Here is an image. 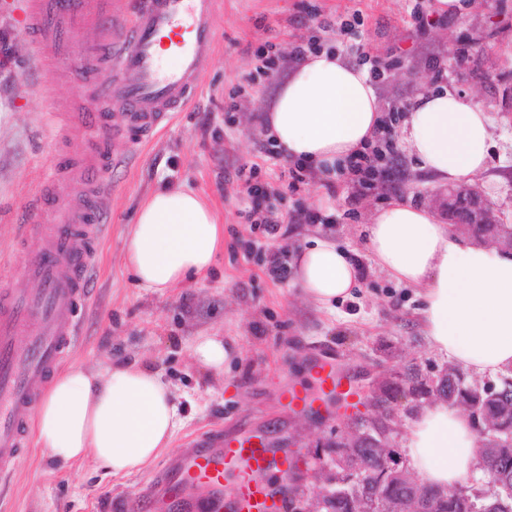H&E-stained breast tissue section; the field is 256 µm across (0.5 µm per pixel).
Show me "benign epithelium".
<instances>
[{"instance_id":"obj_1","label":"benign epithelium","mask_w":512,"mask_h":512,"mask_svg":"<svg viewBox=\"0 0 512 512\" xmlns=\"http://www.w3.org/2000/svg\"><path fill=\"white\" fill-rule=\"evenodd\" d=\"M435 205L444 212L450 226L497 224L499 218L491 201L477 188L462 184L448 189L434 199ZM332 464L336 466L333 484L341 486L360 479L370 483L375 491L372 495L352 498L348 512H411V505L419 512H440L444 493L427 488L415 489L406 476V468L398 467L393 456L377 443L369 449L367 460L361 461L357 439H347L342 447L334 449ZM414 489L409 497L392 492L396 484ZM483 496L477 486H462L455 493L461 512H469L472 497Z\"/></svg>"}]
</instances>
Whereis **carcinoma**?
Returning <instances> with one entry per match:
<instances>
[{"instance_id":"obj_1","label":"carcinoma","mask_w":512,"mask_h":512,"mask_svg":"<svg viewBox=\"0 0 512 512\" xmlns=\"http://www.w3.org/2000/svg\"><path fill=\"white\" fill-rule=\"evenodd\" d=\"M453 232L468 236L480 243L498 245V249L508 251L511 247L502 240L512 237L511 224L469 225L455 227ZM407 393L422 395L430 392L427 384L421 380L419 373L411 371L406 375ZM439 397L448 407L464 413L473 423L477 432V447L484 456H490L501 448H509L507 457H497V467L503 469L501 485L494 487L496 494L503 503L502 512H512V411L503 414L504 405L512 403V377L505 376L495 384L491 393L485 386L468 380L467 376L454 371V378L448 380V386L442 389ZM318 502L326 505L325 512H347L348 496L344 493L336 497L322 495Z\"/></svg>"}]
</instances>
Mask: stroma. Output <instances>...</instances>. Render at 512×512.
I'll use <instances>...</instances> for the list:
<instances>
[{
  "instance_id": "stroma-1",
  "label": "stroma",
  "mask_w": 512,
  "mask_h": 512,
  "mask_svg": "<svg viewBox=\"0 0 512 512\" xmlns=\"http://www.w3.org/2000/svg\"><path fill=\"white\" fill-rule=\"evenodd\" d=\"M361 19L351 22L353 12ZM302 39L342 52L353 63L379 58L389 69L374 80L384 114L392 122L393 152L379 165L375 189L361 199L344 171L319 173L315 183L290 186L283 156H267V137L246 113L266 109L281 71L262 73L253 48ZM38 66L25 33L0 16V287L34 290L21 273L25 253L37 242L35 228L21 229L22 213L47 185L66 204L71 185L55 183L54 154L63 118L53 99L89 100L78 83L39 88ZM444 87L478 95L492 119L493 148L486 175L474 181L503 223L512 224V0H473L459 17L442 16L435 0H223L216 47L196 98L176 113L143 148L130 170L105 196L110 232L99 246L96 291L79 311V344L71 362L91 368L125 360L152 365L171 385L182 422L169 451L147 469L115 478L92 461L60 470L44 448L30 442L0 477V512H134L142 492L163 470L176 466L184 443L212 430L252 428L297 449L291 476L296 512H315L328 484L324 470L344 426H382L374 408L338 410L317 418L281 407L285 384L312 387L309 363L318 347L333 348L356 388L369 398L394 393L407 367L438 378L448 358L433 353L421 333L413 292L376 267L364 238L377 208L394 197L431 207L439 186L422 171L401 141L402 120L415 96ZM260 164L261 181L276 192L251 197L225 175ZM202 195L224 224V247L207 275L155 293L139 287L123 263V245L144 199L165 185ZM274 208L284 214L318 212L317 224L281 225L274 247L289 256L313 239L334 240L354 251L360 288L335 312L317 310L294 277H269L259 258H246L261 237L248 213ZM220 336L237 353L222 373L201 368L190 356L196 337ZM436 393L399 398V424L390 436L393 457L406 465L412 416Z\"/></svg>"
}]
</instances>
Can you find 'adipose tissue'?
<instances>
[{
  "label": "adipose tissue",
  "instance_id": "ef3b65f1",
  "mask_svg": "<svg viewBox=\"0 0 512 512\" xmlns=\"http://www.w3.org/2000/svg\"><path fill=\"white\" fill-rule=\"evenodd\" d=\"M381 118L366 70L324 49L307 54L279 81L264 126L286 159L325 169L363 151ZM490 125L475 97L427 91L407 109L403 139L422 170L453 184L486 170ZM223 245L224 227L201 195L163 188L141 204L124 264L140 287L162 292L205 273ZM367 248L377 267L419 298L432 351L475 374L512 368V254L453 233L436 211L399 197L374 213ZM296 265L299 288L318 309L334 310L359 287L357 260L332 241L313 240L299 250ZM178 422L174 394L152 367L75 365L55 379L37 411L35 433L60 465L89 460L125 477L168 449ZM407 448L423 485L452 489L473 474L477 436L464 414L435 401L411 421Z\"/></svg>",
  "mask_w": 512,
  "mask_h": 512
}]
</instances>
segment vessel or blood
Here are the masks:
<instances>
[{
    "instance_id": "vessel-or-blood-1",
    "label": "vessel or blood",
    "mask_w": 512,
    "mask_h": 512,
    "mask_svg": "<svg viewBox=\"0 0 512 512\" xmlns=\"http://www.w3.org/2000/svg\"><path fill=\"white\" fill-rule=\"evenodd\" d=\"M216 2L142 0L125 31L115 35L105 25L115 13L114 0H0V10L31 38L41 86L69 81L76 72L92 86L91 105L67 115L71 136L89 127L102 132L78 157L55 158L58 173L78 186L77 197L56 209L46 188L25 210L26 222L44 229L23 266L37 290L0 289V472L27 447L30 417L77 347L75 313L93 295L108 226L104 189L138 152L137 142L122 155L112 152L111 143L133 131L150 136L192 102L213 48ZM84 29L98 30L100 39L79 50L74 35ZM166 48L176 66L164 64ZM104 69L112 73L106 86L97 82ZM20 336L27 339L22 350L16 346ZM312 374L314 390L282 393L285 408L320 416L329 406L314 391L345 400L356 394L327 352L313 357ZM186 446L182 466L162 472L156 482L170 512H288L294 449L278 447L264 434L215 435Z\"/></svg>"
}]
</instances>
